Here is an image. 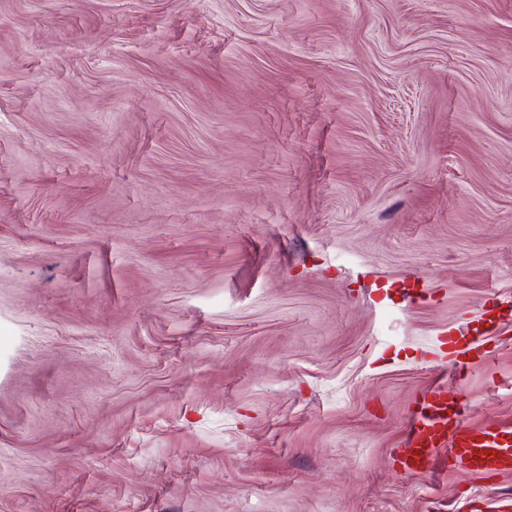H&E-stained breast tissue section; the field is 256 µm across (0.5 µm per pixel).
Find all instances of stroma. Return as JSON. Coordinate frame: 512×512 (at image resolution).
Instances as JSON below:
<instances>
[{"label": "stroma", "mask_w": 512, "mask_h": 512, "mask_svg": "<svg viewBox=\"0 0 512 512\" xmlns=\"http://www.w3.org/2000/svg\"><path fill=\"white\" fill-rule=\"evenodd\" d=\"M512 422V0H0V512H486ZM441 459L448 468L467 470L482 479L512 474V427L472 425L459 405H448L442 390L431 389L410 420L406 448L398 461L402 471L416 473Z\"/></svg>", "instance_id": "1"}]
</instances>
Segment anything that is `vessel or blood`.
<instances>
[{"label":"vessel or blood","mask_w":512,"mask_h":512,"mask_svg":"<svg viewBox=\"0 0 512 512\" xmlns=\"http://www.w3.org/2000/svg\"><path fill=\"white\" fill-rule=\"evenodd\" d=\"M439 460L482 479L512 474V427L472 425L442 390H429L410 420L399 463L402 471L416 473Z\"/></svg>","instance_id":"vessel-or-blood-1"}]
</instances>
